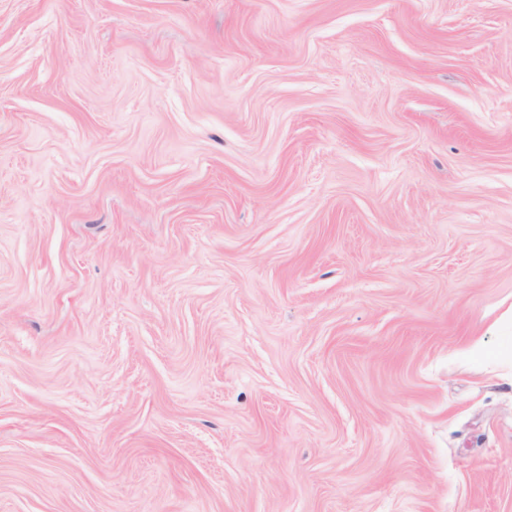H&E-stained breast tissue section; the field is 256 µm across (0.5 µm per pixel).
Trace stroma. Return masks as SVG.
Wrapping results in <instances>:
<instances>
[{
	"label": "stroma",
	"mask_w": 512,
	"mask_h": 512,
	"mask_svg": "<svg viewBox=\"0 0 512 512\" xmlns=\"http://www.w3.org/2000/svg\"><path fill=\"white\" fill-rule=\"evenodd\" d=\"M0 512H512V0H0Z\"/></svg>",
	"instance_id": "1"
}]
</instances>
